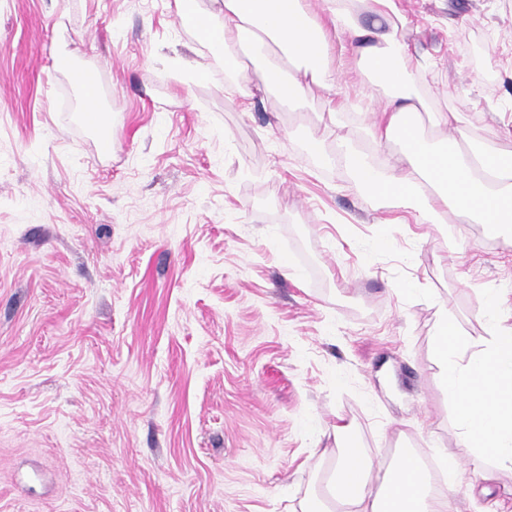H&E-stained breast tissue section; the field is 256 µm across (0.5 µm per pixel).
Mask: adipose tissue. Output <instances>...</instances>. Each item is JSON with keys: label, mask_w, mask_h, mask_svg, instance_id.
<instances>
[{"label": "adipose tissue", "mask_w": 512, "mask_h": 512, "mask_svg": "<svg viewBox=\"0 0 512 512\" xmlns=\"http://www.w3.org/2000/svg\"><path fill=\"white\" fill-rule=\"evenodd\" d=\"M330 18L347 32L352 50L390 91L385 108L368 126L371 138L401 147L398 162L382 166L347 146L346 157L359 159L350 169L355 181L393 207L416 210L431 224L441 223L440 208L446 205L462 223L512 228V153L460 146L435 149L410 122L424 104L407 87L411 57L397 27L364 29L356 16L337 6L331 8ZM197 24L216 49L247 47L259 54V63L245 78L253 90L295 104L310 85L327 86L335 80L324 65L326 27L302 0H210ZM431 187L438 198L428 196ZM508 297L498 290L482 297L486 338L462 335L444 315L436 329V365L463 446L486 490L501 472H512V326L500 318ZM371 469L363 449H339L322 491L324 508L306 501L300 512H331L335 506L340 512H448L449 499L432 495L415 455L401 457L375 486L367 479Z\"/></svg>", "instance_id": "adipose-tissue-1"}]
</instances>
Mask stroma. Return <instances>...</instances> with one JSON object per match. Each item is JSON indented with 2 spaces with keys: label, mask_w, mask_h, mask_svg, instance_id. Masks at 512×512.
Returning <instances> with one entry per match:
<instances>
[{
  "label": "stroma",
  "mask_w": 512,
  "mask_h": 512,
  "mask_svg": "<svg viewBox=\"0 0 512 512\" xmlns=\"http://www.w3.org/2000/svg\"><path fill=\"white\" fill-rule=\"evenodd\" d=\"M395 3L419 133L512 151V0ZM207 5L0 0V512H296L331 425L379 472L462 447L439 310L483 336L512 247L350 177L340 139L389 92L346 32L292 109L227 81ZM69 65L100 74L110 152Z\"/></svg>",
  "instance_id": "obj_1"
}]
</instances>
